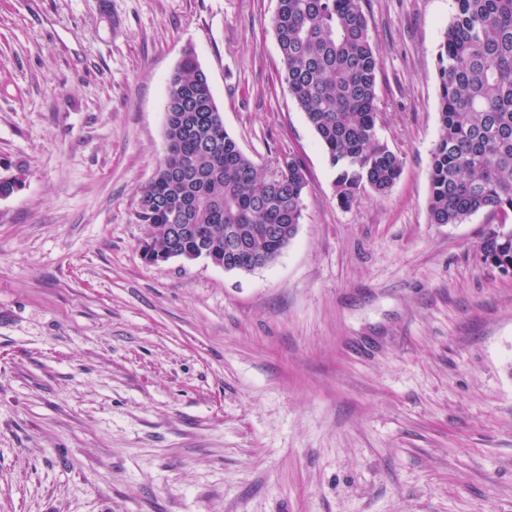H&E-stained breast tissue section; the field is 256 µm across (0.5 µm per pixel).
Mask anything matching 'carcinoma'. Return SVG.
Here are the masks:
<instances>
[{
    "label": "carcinoma",
    "instance_id": "1",
    "mask_svg": "<svg viewBox=\"0 0 512 512\" xmlns=\"http://www.w3.org/2000/svg\"><path fill=\"white\" fill-rule=\"evenodd\" d=\"M437 53L439 133L432 152L428 212L433 224H463L489 210L512 213V0H454ZM280 81L337 170L339 203L370 189L388 192L400 157L377 137L382 60L362 0H278L272 19ZM169 150L138 191V223L149 227L145 257L171 248L238 272L272 263L295 236L308 186L301 159L288 155L261 173L224 128L208 73L184 54L167 82ZM186 228L172 237L173 227ZM252 259L229 262L225 241ZM483 262L512 272V225L489 226Z\"/></svg>",
    "mask_w": 512,
    "mask_h": 512
}]
</instances>
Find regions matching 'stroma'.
<instances>
[{"mask_svg":"<svg viewBox=\"0 0 512 512\" xmlns=\"http://www.w3.org/2000/svg\"><path fill=\"white\" fill-rule=\"evenodd\" d=\"M276 0H0V512H512L500 216L428 213L453 0H363L402 173L341 206L278 80ZM296 235L249 273L154 265L137 191L185 50ZM483 262L503 273L512 272V225H490L477 245Z\"/></svg>","mask_w":512,"mask_h":512,"instance_id":"stroma-1","label":"stroma"}]
</instances>
